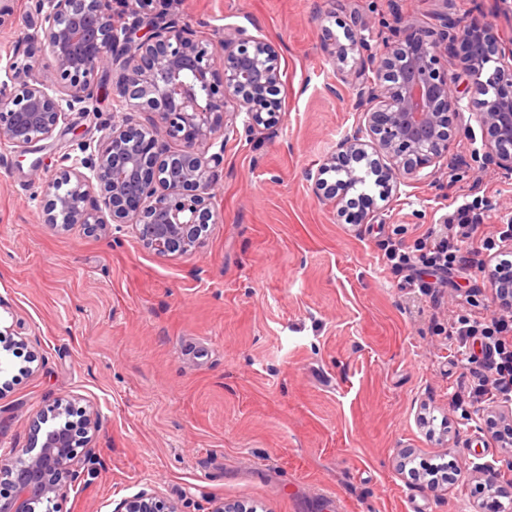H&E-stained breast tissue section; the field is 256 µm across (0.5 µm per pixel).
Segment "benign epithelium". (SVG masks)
I'll use <instances>...</instances> for the list:
<instances>
[{
	"instance_id": "benign-epithelium-1",
	"label": "benign epithelium",
	"mask_w": 512,
	"mask_h": 512,
	"mask_svg": "<svg viewBox=\"0 0 512 512\" xmlns=\"http://www.w3.org/2000/svg\"><path fill=\"white\" fill-rule=\"evenodd\" d=\"M153 2L132 0V20L120 22L112 0H36L40 22L21 41L42 42L54 74L38 78L32 63H7L0 81V145L25 156L69 113L107 93L94 76L112 66L117 72L112 98L122 119L112 122L109 136L80 166L54 176L33 164L30 178L43 187L46 223L61 218L105 235L114 224H128L145 249L165 258L195 249L214 216L218 174L211 163L218 156H207L202 147L237 131L242 113L247 132L280 123L283 113L275 96L281 74L272 44L242 27L224 28L217 42L199 39L172 14L153 10ZM395 37L378 52L370 34L347 44L328 35L337 63L355 57L351 86L362 120L323 165L340 172L342 180L329 185L322 170L309 179L316 196L333 198L336 190L349 194L374 177L378 195L360 193L369 209L356 215L358 224L369 219L377 201L432 178L448 154L451 115L461 108L462 97L451 93L440 56L458 43L474 94L481 96L475 120L485 152L512 172V52L504 53L489 29L460 28L446 18L432 39L399 15ZM368 71L373 78L365 77ZM134 112L149 114L147 130L133 124ZM169 140L178 141L180 149H167ZM77 427L65 407L50 417L41 413L34 424L39 450L13 448L0 455V479L10 488L8 496H0V512H35L41 501L62 512L64 489L81 476L78 463L91 458L89 451L78 452ZM115 512L177 510L143 493Z\"/></svg>"
}]
</instances>
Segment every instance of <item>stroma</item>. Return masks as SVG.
Wrapping results in <instances>:
<instances>
[{
	"label": "stroma",
	"instance_id": "1",
	"mask_svg": "<svg viewBox=\"0 0 512 512\" xmlns=\"http://www.w3.org/2000/svg\"><path fill=\"white\" fill-rule=\"evenodd\" d=\"M215 37L241 26L279 51L283 122L227 135L215 210L192 251L160 258L131 229L110 235L46 223L31 164H79L112 130L98 97L24 159L0 146V452L30 447L37 414L91 413L92 473L67 512H114L141 492L179 512L242 502L257 512H482L486 467L512 507V450L469 404L467 365L448 359L449 322L498 310L486 270L466 271L470 302L406 288L381 244L413 251L450 207L480 218L481 248L512 214V172L484 156L471 109L435 177L351 224L317 198L316 172L357 114L330 55L369 24L392 42L396 14L418 29L442 17L486 23L512 47V0H156ZM445 420L435 432L423 417ZM456 460L436 488L408 477L405 453Z\"/></svg>",
	"mask_w": 512,
	"mask_h": 512
}]
</instances>
